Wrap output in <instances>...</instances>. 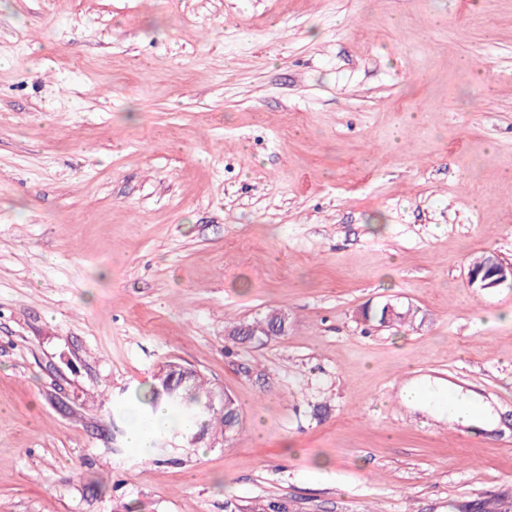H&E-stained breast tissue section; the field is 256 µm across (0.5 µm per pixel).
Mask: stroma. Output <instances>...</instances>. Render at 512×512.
<instances>
[{
	"mask_svg": "<svg viewBox=\"0 0 512 512\" xmlns=\"http://www.w3.org/2000/svg\"><path fill=\"white\" fill-rule=\"evenodd\" d=\"M485 253L512 262V0H0V512H512ZM388 302L411 321L363 320ZM173 362L241 422L144 457L125 407ZM455 393L458 398L456 407L447 412L438 411L441 417L447 414L449 424L485 432L491 431L496 426L498 417L487 404L470 393L464 394L460 390Z\"/></svg>",
	"mask_w": 512,
	"mask_h": 512,
	"instance_id": "stroma-1",
	"label": "stroma"
}]
</instances>
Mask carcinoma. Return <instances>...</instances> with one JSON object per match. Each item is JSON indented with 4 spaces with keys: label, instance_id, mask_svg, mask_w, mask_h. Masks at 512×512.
Returning a JSON list of instances; mask_svg holds the SVG:
<instances>
[{
    "label": "carcinoma",
    "instance_id": "obj_1",
    "mask_svg": "<svg viewBox=\"0 0 512 512\" xmlns=\"http://www.w3.org/2000/svg\"><path fill=\"white\" fill-rule=\"evenodd\" d=\"M285 325L281 314L272 312L266 316L265 320L254 327L249 325L239 328V332L247 335L251 331H256L257 335H262V329L270 331ZM211 392V387L200 376H195L191 384L186 388L177 389L179 398L171 395V385L163 379H156L143 397L138 399L140 404L139 415L144 424L152 428L155 441L160 442L164 437L174 433H184V429L191 426L198 427V431L203 433L208 430L212 422L216 421L224 431V437H230L239 425V414L236 405L232 404L224 408H213L209 411L199 413L195 410V405L199 401L206 400ZM164 404L168 409V417L172 420L170 426H152L153 411L159 404Z\"/></svg>",
    "mask_w": 512,
    "mask_h": 512
}]
</instances>
